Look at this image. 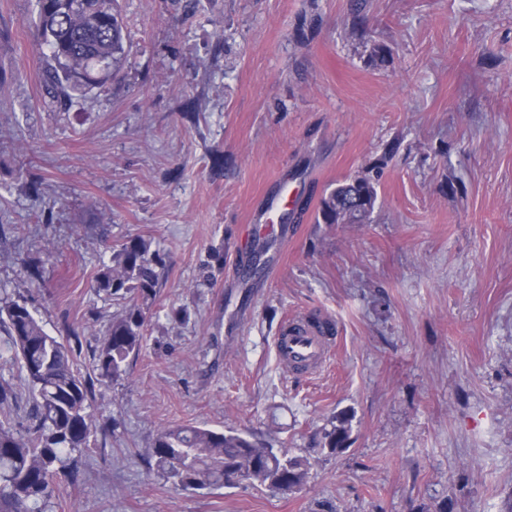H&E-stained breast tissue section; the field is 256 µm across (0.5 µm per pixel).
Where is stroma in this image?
<instances>
[{
  "instance_id": "obj_1",
  "label": "stroma",
  "mask_w": 512,
  "mask_h": 512,
  "mask_svg": "<svg viewBox=\"0 0 512 512\" xmlns=\"http://www.w3.org/2000/svg\"><path fill=\"white\" fill-rule=\"evenodd\" d=\"M127 56L61 104L35 0H0V296L80 368L120 301L89 289L127 237L165 258L112 433L47 512H507L512 507V0H119ZM365 176V224H322ZM301 184L287 235L251 215ZM42 279L30 283V271ZM339 338L299 377L285 316ZM352 416L340 455L323 446ZM228 427L310 462L286 494L191 489L146 454L162 428ZM362 192L367 193L372 199L370 210L363 216L354 215V220L345 224H362L368 215L367 220H369L374 209L375 199L377 198L376 188L365 177H353L344 179L322 199L318 221L319 218L324 224H336L338 221H345V216L340 214L339 208L346 204H355V201L359 199ZM351 420L347 412H341L331 418L329 429H323L324 448L330 453H342L350 446Z\"/></svg>"
}]
</instances>
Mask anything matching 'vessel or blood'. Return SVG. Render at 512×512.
I'll use <instances>...</instances> for the list:
<instances>
[{
  "label": "vessel or blood",
  "instance_id": "b4317fda",
  "mask_svg": "<svg viewBox=\"0 0 512 512\" xmlns=\"http://www.w3.org/2000/svg\"><path fill=\"white\" fill-rule=\"evenodd\" d=\"M337 339L338 329L332 317L295 315L283 321L275 338V351L287 371L314 374L327 361Z\"/></svg>",
  "mask_w": 512,
  "mask_h": 512
}]
</instances>
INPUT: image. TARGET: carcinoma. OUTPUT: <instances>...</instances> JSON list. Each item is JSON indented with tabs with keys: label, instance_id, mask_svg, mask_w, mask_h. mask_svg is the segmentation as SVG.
<instances>
[{
	"label": "carcinoma",
	"instance_id": "obj_1",
	"mask_svg": "<svg viewBox=\"0 0 512 512\" xmlns=\"http://www.w3.org/2000/svg\"><path fill=\"white\" fill-rule=\"evenodd\" d=\"M36 0L35 25L50 56L45 80L68 96L84 93L115 72L125 56L127 28L117 0ZM377 198L365 177L347 178L322 199L319 218L325 224L345 219L340 208L355 204L361 193ZM163 258L150 240L136 235L113 252L90 285L96 294L126 304L112 314L92 350V372L76 364L80 334L72 330L54 336L26 302H0V330L9 339L25 374L21 394L0 382V407L26 400L24 419L16 427L0 421V512H44L63 481L79 476L75 454L86 447L99 428L93 409L95 384L118 381L141 352L145 315L137 304L157 293ZM351 416L342 412L323 429L324 447L339 454L350 446ZM148 457L158 470L183 487L263 486L275 494L300 488L308 461L269 444L261 445L232 428L223 431L178 425L159 431Z\"/></svg>",
	"mask_w": 512,
	"mask_h": 512
}]
</instances>
